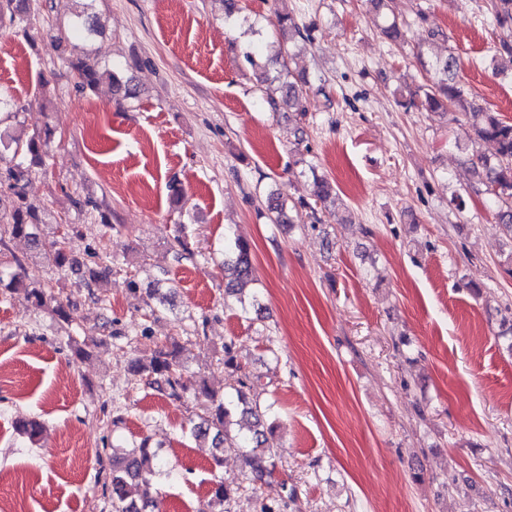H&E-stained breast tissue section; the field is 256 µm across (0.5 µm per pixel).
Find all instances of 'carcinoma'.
<instances>
[{
  "mask_svg": "<svg viewBox=\"0 0 512 512\" xmlns=\"http://www.w3.org/2000/svg\"><path fill=\"white\" fill-rule=\"evenodd\" d=\"M32 0H0V25H10L28 30L32 25ZM490 23L494 29L512 34V0H491L488 7ZM282 32L288 40L310 41V35L296 24L288 22V17L277 18ZM75 35L89 43L103 31L100 20L95 15L79 14L71 23ZM294 53L291 48L279 47L273 54L262 57L252 46L243 49L244 62L253 69L255 78L263 85L264 101L274 112L286 110L305 116L304 93L307 81L292 75L290 61ZM495 74L512 73V40L502 37L492 57ZM68 66L75 72L77 87L92 90L103 82L109 83L117 91L123 92V98L138 96V89L129 80H122L116 69L101 65L85 48L82 53L67 59ZM433 75L430 83L422 92H412L406 105L421 107L429 112H446L450 109L462 112L470 117L464 135L467 143L475 145L480 141L491 142L495 146L492 156L474 155L467 157L473 167L474 181L472 191L484 194L497 206L498 223L512 231V123L496 112H486L474 105L468 98V92L456 80L458 62L453 53L446 57H437L429 64ZM55 132L50 126L36 131L26 140L12 137L4 141L0 136V145L12 150L9 166L6 168L8 194L11 206L0 210V223L3 233L11 237L27 239L33 248H43L37 233L43 206L28 200L24 191L25 177L36 168L46 165L50 157V147ZM338 197L333 182L323 176L313 175L312 201L302 200L298 209L305 211L307 218L320 221L317 206L328 208ZM288 209V197L281 191L273 192L266 199L267 218L273 224L284 223ZM92 266L88 267L87 283L97 281L100 276L98 267L112 262V254L106 250L93 252ZM224 268L232 271L228 281V291L236 294L253 281V261L247 242L224 234ZM5 284L11 293L19 295L37 309H46L57 319L70 324L73 316L70 304L55 295L44 286L28 284L21 269L0 270V284ZM131 371L136 375L153 377L156 382L165 385L169 398L181 400L189 392L200 404L201 422L193 425L190 432L199 439L211 440L213 460L219 467L224 461V447L244 448V464L256 480L272 475L277 457V449L269 443L267 434L273 427L267 424V412L249 405L243 388L247 381L239 378L230 385V391L224 396L217 395L209 386L206 378L198 376L191 381L184 378L180 362V348L172 343L160 349L149 363L135 361ZM16 432L29 442L37 443L44 431V424L35 417L21 418L13 423ZM108 481L104 483L112 512H147L157 506L158 482L163 477L173 475L174 468L168 459L151 445L144 437L132 448L114 445L111 453ZM232 490L217 479L212 483L207 512H224L229 503Z\"/></svg>",
  "mask_w": 512,
  "mask_h": 512,
  "instance_id": "cac0c4a2",
  "label": "carcinoma"
}]
</instances>
